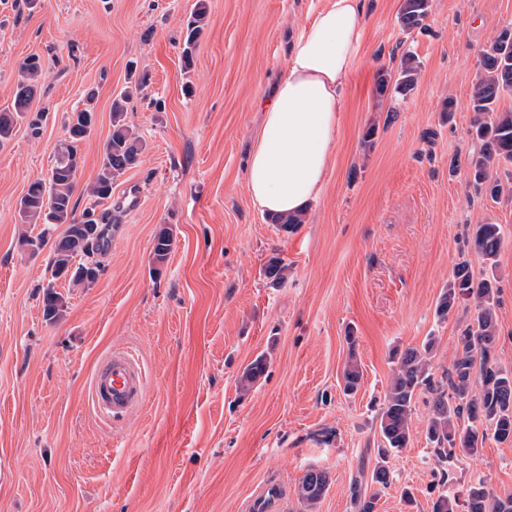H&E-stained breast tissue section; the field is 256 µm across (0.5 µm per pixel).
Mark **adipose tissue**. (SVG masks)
<instances>
[{"label":"adipose tissue","instance_id":"obj_1","mask_svg":"<svg viewBox=\"0 0 512 512\" xmlns=\"http://www.w3.org/2000/svg\"><path fill=\"white\" fill-rule=\"evenodd\" d=\"M364 27L359 0H328L302 29L248 154L246 188L262 213L299 215L320 197Z\"/></svg>","mask_w":512,"mask_h":512}]
</instances>
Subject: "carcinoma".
I'll return each instance as SVG.
<instances>
[{"label": "carcinoma", "instance_id": "carcinoma-1", "mask_svg": "<svg viewBox=\"0 0 512 512\" xmlns=\"http://www.w3.org/2000/svg\"><path fill=\"white\" fill-rule=\"evenodd\" d=\"M428 0H403L400 21L408 29L417 27L426 16ZM207 11L198 8L187 23L183 43V58L190 63L196 37L206 25ZM482 74L473 88L470 108L475 113L472 135L481 142V149L469 162L473 182L485 187L493 198L502 193V185L491 172L494 160L512 163V113L495 111V103L503 91L512 90V27L501 31L481 58ZM22 80L11 106L0 109V143L9 139L17 122L24 117L35 93L34 81L42 74L40 57L32 55L21 66ZM418 62L411 54L402 60L400 77L393 92L406 95L417 80ZM125 98L112 101V131L102 147V161L95 180L87 185L86 194L91 206L77 213L80 167V144L91 132L93 112L86 108L72 114L66 135L57 147L48 181L37 180L29 184L20 199L18 214L23 224H64L63 236L53 246L49 262L53 279L67 275L76 283H90L99 274V264L91 263L92 274L84 276L70 273L78 256L88 257L101 251V227L111 223V212L104 208L112 197V181L125 171L140 164L143 139L125 122ZM103 209L96 210V207ZM91 214L95 219H88ZM474 249L487 261H495L501 248V228L498 224H479L473 237ZM172 237L163 229L155 237L154 260L164 262L171 251ZM498 289L484 279L474 282L466 262L454 265L448 286L439 297L436 311L440 316L469 299L475 301L476 315L458 339L457 350L448 367V390L436 392L432 414L426 426L427 439L440 460L448 452L459 449L470 455L478 453L486 439L482 428L492 431L498 442L512 441V372L498 364L494 348L497 326L492 308L497 302ZM65 300L47 286L43 295L44 317L55 319L64 308ZM434 340L426 341L422 348H408L400 354L398 365L389 385L380 412L379 428L385 447L380 449L382 460L377 462L371 484L381 489L390 484V471L383 461L386 449L406 447L410 438L412 405L421 387L432 388L427 371V359ZM266 360L259 356L242 372L239 385L242 390L253 388L265 375ZM362 374L357 363L349 362L343 370L344 392L357 391ZM467 420L462 424L461 420ZM328 485L327 475L321 470L307 471L298 484L299 498L308 504L319 500ZM468 512H512V494L501 496L482 481L468 491Z\"/></svg>", "mask_w": 512, "mask_h": 512}]
</instances>
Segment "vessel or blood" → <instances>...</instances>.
<instances>
[{
	"label": "vessel or blood",
	"mask_w": 512,
	"mask_h": 512,
	"mask_svg": "<svg viewBox=\"0 0 512 512\" xmlns=\"http://www.w3.org/2000/svg\"><path fill=\"white\" fill-rule=\"evenodd\" d=\"M93 389L99 411L120 418L137 406L144 389L143 369L134 355L114 352L93 378ZM286 503L284 484L275 477L267 478L248 499L246 512H283Z\"/></svg>",
	"instance_id": "b4317fda"
}]
</instances>
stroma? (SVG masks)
<instances>
[{"label":"stroma","instance_id":"stroma-1","mask_svg":"<svg viewBox=\"0 0 512 512\" xmlns=\"http://www.w3.org/2000/svg\"><path fill=\"white\" fill-rule=\"evenodd\" d=\"M201 1L207 24L187 69L185 24ZM325 3L0 0V108L26 57L39 55L45 71L30 105L43 115L40 134L21 122L0 144V512H241L273 472L288 487L286 512H358L356 485L376 494L375 512H432L443 491L466 512L479 481L512 494V442L489 438L478 454L441 462L425 435L474 315L436 313L455 263L494 279L495 356L512 370V165L496 168L504 191L495 201L468 175L480 148L470 93L482 53L512 24V0H429L413 30L399 20L402 0H362L334 164L302 223L285 230L249 199L247 152L259 103ZM408 52L421 63L414 89L380 93L379 72L398 75ZM132 62L147 77L140 92L129 89ZM125 92L126 121L145 149L112 183V248L94 254V283L53 279L65 228L22 223L18 202L47 179L71 114L88 106L95 123L78 184L95 180L112 101ZM486 223L503 236L492 263L471 243ZM164 228L173 246L159 265ZM41 233L45 245H25ZM273 259L278 280L265 274ZM50 284L67 301L54 321L43 315ZM430 338L434 388L415 396L406 448L379 457L394 354ZM116 350L139 359L145 390L114 423L96 411L91 380ZM260 355L265 377L240 392ZM352 356L363 379L348 397ZM381 458L391 482L377 490L370 475ZM312 468L328 487L307 506L297 486Z\"/></svg>","mask_w":512,"mask_h":512}]
</instances>
